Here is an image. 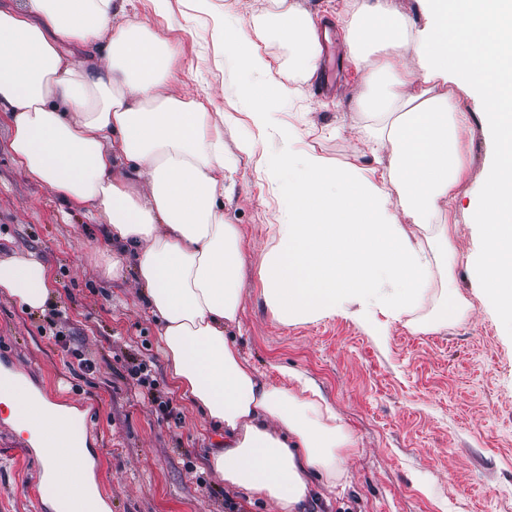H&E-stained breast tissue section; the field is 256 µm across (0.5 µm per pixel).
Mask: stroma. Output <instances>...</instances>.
Returning a JSON list of instances; mask_svg holds the SVG:
<instances>
[{"label": "stroma", "mask_w": 512, "mask_h": 512, "mask_svg": "<svg viewBox=\"0 0 512 512\" xmlns=\"http://www.w3.org/2000/svg\"><path fill=\"white\" fill-rule=\"evenodd\" d=\"M291 2L314 20H332L340 50L335 88L320 93L305 85L294 106L318 128L310 143L333 161L373 165L353 125L380 116L361 110L364 75L350 63L335 21L376 0ZM207 24L196 20L173 51L191 74L186 90L204 84L217 94L224 66L208 43ZM470 110L473 133L464 151L468 183L476 187L494 144L482 131L480 102ZM10 137L0 115V255L40 254L54 302L34 312L0 292V350L55 403L78 411L94 403L88 446L110 512H227L224 480L209 464L216 439L169 378L133 271L106 276L112 247L97 221L28 177L13 160ZM234 181L226 215L241 229L246 254L237 344L272 382L283 367L307 373L359 442L347 461L349 485L332 490L313 480L304 512H512V327L483 298L479 226L458 223L453 236L463 256L454 280L471 306L467 319L437 324L448 292L435 282L416 310L399 319L347 304L317 321L283 323L268 311L258 276L276 206L253 161H241ZM418 322L427 332H414ZM132 355L148 365L150 386L128 377ZM84 359L92 369L81 368ZM162 401L171 415L160 412ZM27 440L0 420V512H52L32 497L43 464L24 454Z\"/></svg>", "instance_id": "obj_1"}]
</instances>
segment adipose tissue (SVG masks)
I'll return each mask as SVG.
<instances>
[{
	"instance_id": "1",
	"label": "adipose tissue",
	"mask_w": 512,
	"mask_h": 512,
	"mask_svg": "<svg viewBox=\"0 0 512 512\" xmlns=\"http://www.w3.org/2000/svg\"><path fill=\"white\" fill-rule=\"evenodd\" d=\"M163 25L135 22L133 0H19L0 7V112L15 162L101 223L112 245L110 276L130 269L160 323L174 388L201 409L221 448L212 469L230 488L275 512H302L319 475L349 481L357 448L335 408L304 373H259L232 339L240 326L245 256L224 200L241 157L255 162L278 224L259 265L265 303L281 322L318 319L342 303L398 317L433 281L451 285L458 255L442 215L456 216L467 180V101L481 100L496 151L473 220L490 260L484 295L512 325V0H421L415 28L379 0L345 34L351 60L374 87L368 109L390 114L358 125L375 164H338L308 144V119L287 114L321 54L311 16L268 0L262 12H224L213 34L224 56L221 94L232 109L211 121L210 88L177 91L172 35L188 31L211 0H152ZM287 39L288 67L269 52ZM413 45L420 74L391 60ZM443 90L430 94L428 83ZM236 132L224 147L223 126ZM0 290L32 311L53 292L36 254L0 259ZM66 407L34 402L25 430L64 492L99 500L92 466L56 469L58 418Z\"/></svg>"
}]
</instances>
